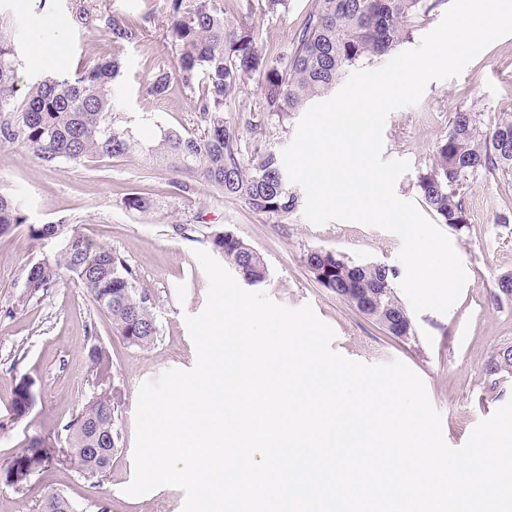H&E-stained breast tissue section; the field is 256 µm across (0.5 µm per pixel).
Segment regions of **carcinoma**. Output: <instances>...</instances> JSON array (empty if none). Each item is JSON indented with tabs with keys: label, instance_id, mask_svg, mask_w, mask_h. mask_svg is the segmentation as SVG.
I'll list each match as a JSON object with an SVG mask.
<instances>
[{
	"label": "carcinoma",
	"instance_id": "carcinoma-1",
	"mask_svg": "<svg viewBox=\"0 0 512 512\" xmlns=\"http://www.w3.org/2000/svg\"><path fill=\"white\" fill-rule=\"evenodd\" d=\"M445 0H316L297 31L288 53L268 56L259 47L256 26L233 24L224 18V0H168L169 39L174 47V72L162 68L150 76L146 93L161 97L172 83L193 98L200 129L183 133L158 127L144 142L118 125L112 104V82L120 73L116 59L79 64L67 75H47L33 86L24 104L14 106L17 50L14 38L0 31V144H17L44 163L81 164L96 159L141 155L174 174V193L186 195L201 186L218 197L242 203L252 213L283 223L299 207L300 196L288 180L280 157L267 151L244 155L236 125L224 118L232 95L245 78L258 77L261 91L259 125H283L310 103L327 96L350 70L394 50ZM73 21L109 34L112 43L139 39L150 21L141 22L107 11L81 6ZM512 168V114L484 124L473 112L452 113L448 136L437 144L434 161L419 171L415 187L441 224L456 230L469 223L464 191L470 180ZM25 222L17 202L0 193V234ZM64 235L57 255L26 269L29 286L18 298L25 306L47 296L68 276L91 297L96 309L112 323L125 342L151 347L159 334L155 303L137 285L132 269L112 248L96 244L78 228L62 224L31 227L30 236L45 239ZM220 254L248 284L266 281L268 266L252 246L229 232L208 236ZM305 265L314 279L342 298L356 288L370 302L366 316L390 336H413L411 318L396 295L397 269L355 263L332 251L311 250ZM100 391L66 427L65 446L40 438L29 441L5 465L0 484L20 489L34 470L59 458L90 475L106 472L118 451L114 430L120 392L111 386L112 368L100 346L89 351ZM487 370L512 376V346L500 347ZM30 383L16 386L13 414L24 417L34 399ZM38 512H76L74 503L47 492Z\"/></svg>",
	"mask_w": 512,
	"mask_h": 512
}]
</instances>
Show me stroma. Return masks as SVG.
Here are the masks:
<instances>
[{
	"instance_id": "35a3bbf8",
	"label": "stroma",
	"mask_w": 512,
	"mask_h": 512,
	"mask_svg": "<svg viewBox=\"0 0 512 512\" xmlns=\"http://www.w3.org/2000/svg\"><path fill=\"white\" fill-rule=\"evenodd\" d=\"M125 16L152 8L143 35L132 43L115 44L107 35L72 22L77 2ZM314 0H288V9L268 14L261 0H224L228 20L256 26L267 54L290 49L296 31ZM50 31L41 66H31L34 20ZM0 26L12 30L17 46L16 101L49 73L65 74L77 62L88 64L117 57L120 75L113 87L117 115L124 126L143 139L158 127L194 130L197 118L184 92L164 97L146 93L145 83L160 68H171L166 0H0ZM260 88L247 79L232 100L227 118L238 122L248 153L282 151L295 137L298 118L284 126L257 128L248 122L258 107ZM480 115L492 123L512 113V35L486 47L454 79L430 82L419 102L393 111L384 128L382 157L404 159L407 172L395 183L396 195L420 203L414 184L433 160V150L448 132L455 110ZM172 175L162 166L139 158L102 159L75 165L41 163L15 145L0 146V192L12 195L26 224L0 235V465L35 438L63 442L65 427L94 395L96 380L88 361L92 345L105 347L112 361V383L121 392L115 413L119 449L103 474L87 476L68 464L52 463L33 473L24 491L0 485V512H38L43 493L59 492L79 504L82 512H182L184 493L164 486L141 496L125 494L134 475L135 410L144 381L169 369L188 370L196 350L184 317L200 313L206 304L208 278L194 256L209 250L208 235L231 232L259 251L268 266L259 284L274 301L290 308L311 305L335 331L332 349L364 364L402 361L423 381L432 406L439 412L446 443L462 446L474 427L512 400V377L486 372L492 353L512 345V296L493 302L501 274L512 272V223H498L512 207V169L471 181L465 194L469 222L463 229L444 227L467 274L460 299L448 313L413 315L414 334L408 340L388 336L378 325L318 284L307 270L308 251L325 249L362 264L401 268V241L395 234L347 220L316 225L296 210L287 223L276 224L249 212L239 201L216 199L205 189L189 195L172 193ZM139 192L156 203L147 213L126 209L127 194ZM203 223H195L196 215ZM193 222L192 231L180 224ZM66 223L96 243L124 257L141 288L155 302L159 334L149 349L131 346L116 336L91 298L71 281H63L44 299L17 308L24 292L28 264L53 256L55 239L32 240L30 225ZM12 307L14 317L2 316ZM27 378L34 405L21 420H13L11 403L20 378Z\"/></svg>"
}]
</instances>
